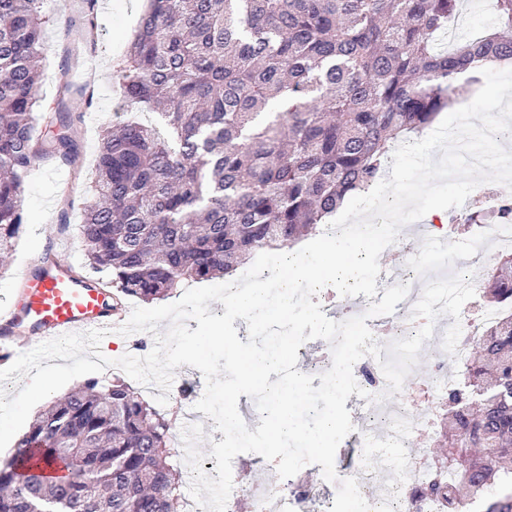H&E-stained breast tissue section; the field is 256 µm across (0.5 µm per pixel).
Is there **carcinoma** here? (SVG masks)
<instances>
[{"label": "carcinoma", "mask_w": 512, "mask_h": 512, "mask_svg": "<svg viewBox=\"0 0 512 512\" xmlns=\"http://www.w3.org/2000/svg\"><path fill=\"white\" fill-rule=\"evenodd\" d=\"M146 2L114 70L126 118L103 130L80 229L88 269L118 304L165 299L320 234L386 174L398 138L431 127L481 70L512 63V0H494L496 32L451 51L438 37L460 0ZM97 3L83 0L68 22L92 49ZM42 7L0 0V252L27 223L22 175L79 151L67 99L88 86L66 81L44 106ZM480 216L512 221V200L468 221ZM480 302L499 316L465 341L425 487L443 512H512V254ZM172 429L122 378L89 380L0 461V512H185L167 462ZM31 448L61 474L29 463Z\"/></svg>", "instance_id": "1"}]
</instances>
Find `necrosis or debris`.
<instances>
[{"label": "necrosis or debris", "mask_w": 512, "mask_h": 512, "mask_svg": "<svg viewBox=\"0 0 512 512\" xmlns=\"http://www.w3.org/2000/svg\"><path fill=\"white\" fill-rule=\"evenodd\" d=\"M398 283L409 285L410 291L395 319L390 320L382 342H390L404 336H413L421 326V319L412 315L414 304L418 300L416 287L419 283L414 271L400 272L396 276ZM448 363L437 361L429 380L420 383L422 398L400 401L386 400L365 403L363 418L368 426L362 435L369 447L399 449L398 463L393 480L388 487H381L374 468L359 469L356 478L362 496L370 506L380 505L387 492H395L397 500L393 504L394 512H441L439 499L424 494L427 483L428 467L422 455L411 452L413 434L433 436L437 429L435 417L427 413L426 408L437 402L448 391ZM247 496L253 512H313L316 495L306 486L289 482L287 491L270 489L262 476H254L249 485H234L226 505V512H237L240 496Z\"/></svg>", "instance_id": "obj_1"}]
</instances>
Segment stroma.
Returning a JSON list of instances; mask_svg holds the SVG:
<instances>
[{
    "label": "stroma",
    "mask_w": 512,
    "mask_h": 512,
    "mask_svg": "<svg viewBox=\"0 0 512 512\" xmlns=\"http://www.w3.org/2000/svg\"><path fill=\"white\" fill-rule=\"evenodd\" d=\"M146 0H99V37L95 50L74 41L67 34V21L78 13L80 0H45L44 11L51 23L44 32V79L41 92L45 103H52L57 88L63 81L77 85H92L97 91L93 106H85L83 99L74 98L70 106L82 113L80 128L81 148L74 162L65 168L43 163L23 180V203L28 222L18 241L8 272L0 276V310L7 309L20 298L23 287L22 272L37 256L52 251L58 263L81 269L84 253L79 233L83 208L88 200L87 186L92 178L100 144V130L123 117L117 95L112 87V72L125 55L132 41L137 20ZM73 200L70 221L60 226L58 215L65 200ZM205 391L201 371L183 365L175 370L167 404L162 412L176 420L172 431L169 463L181 474H188L181 448L185 426L202 423L205 437L198 448L209 453L213 442L222 441L214 421L199 416L195 404Z\"/></svg>",
    "instance_id": "1"
}]
</instances>
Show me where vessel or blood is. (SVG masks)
Wrapping results in <instances>:
<instances>
[{"instance_id": "b4317fda", "label": "vessel or blood", "mask_w": 512, "mask_h": 512, "mask_svg": "<svg viewBox=\"0 0 512 512\" xmlns=\"http://www.w3.org/2000/svg\"><path fill=\"white\" fill-rule=\"evenodd\" d=\"M0 317L19 331L15 337L0 336V354L12 358L29 349L19 339L24 332L34 334L40 344L77 329H110L122 322L107 294L92 281L71 279L62 266L40 274L22 301Z\"/></svg>"}]
</instances>
